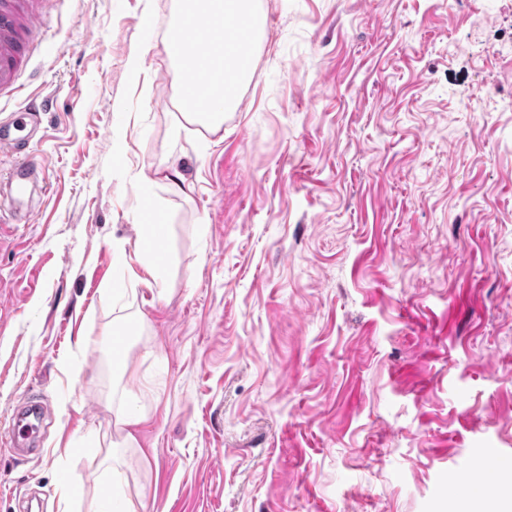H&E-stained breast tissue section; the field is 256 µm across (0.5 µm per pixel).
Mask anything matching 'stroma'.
Returning a JSON list of instances; mask_svg holds the SVG:
<instances>
[{"label": "stroma", "instance_id": "stroma-1", "mask_svg": "<svg viewBox=\"0 0 512 512\" xmlns=\"http://www.w3.org/2000/svg\"><path fill=\"white\" fill-rule=\"evenodd\" d=\"M176 10L64 0L32 62L53 106L35 211L0 223V431L45 422L0 446V512H459L449 470L512 455V0H258L237 107L177 141ZM151 222L161 295L120 258Z\"/></svg>", "mask_w": 512, "mask_h": 512}]
</instances>
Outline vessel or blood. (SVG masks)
<instances>
[{
	"label": "vessel or blood",
	"mask_w": 512,
	"mask_h": 512,
	"mask_svg": "<svg viewBox=\"0 0 512 512\" xmlns=\"http://www.w3.org/2000/svg\"><path fill=\"white\" fill-rule=\"evenodd\" d=\"M48 0H0V95L23 94L27 84L23 74L32 55L38 51L50 28L52 18L46 9ZM216 32L200 25L184 29L180 35L187 58H195L200 46L216 39ZM47 100L28 98L9 119L0 118V154L17 157L18 162L5 179L13 206L23 211L26 196L38 180V172L24 156L38 132ZM512 466V459L495 454L476 458L464 472H449L454 483L489 485L492 475Z\"/></svg>",
	"instance_id": "obj_1"
}]
</instances>
